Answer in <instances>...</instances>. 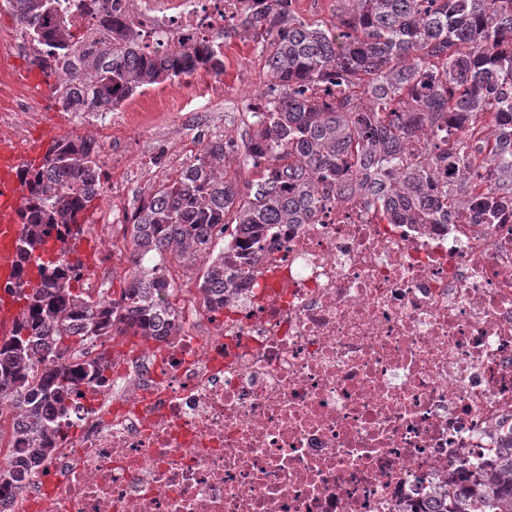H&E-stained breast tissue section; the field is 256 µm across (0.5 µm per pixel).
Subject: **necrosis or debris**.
<instances>
[{
    "label": "necrosis or debris",
    "instance_id": "obj_1",
    "mask_svg": "<svg viewBox=\"0 0 512 512\" xmlns=\"http://www.w3.org/2000/svg\"><path fill=\"white\" fill-rule=\"evenodd\" d=\"M185 45L245 0H111ZM224 304L115 353L0 512H418L512 446V223L390 224L361 200L261 242L224 228Z\"/></svg>",
    "mask_w": 512,
    "mask_h": 512
}]
</instances>
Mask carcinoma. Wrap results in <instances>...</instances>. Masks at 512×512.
Instances as JSON below:
<instances>
[{
  "instance_id": "1",
  "label": "carcinoma",
  "mask_w": 512,
  "mask_h": 512,
  "mask_svg": "<svg viewBox=\"0 0 512 512\" xmlns=\"http://www.w3.org/2000/svg\"><path fill=\"white\" fill-rule=\"evenodd\" d=\"M333 21L309 22L293 0H251L224 37L243 34L264 61L262 106H248L239 182L215 139L132 217L134 273L119 297L91 298L71 248L78 215L99 197L101 154L86 139L53 143L23 174L28 232L18 249L24 300L0 342V403L17 412L27 447L0 468V490L25 481L50 452V408L64 411L79 381L106 365L62 361L126 325L142 338L175 317L167 263L202 262L199 288L224 304V249L210 230L247 236L265 224H316L325 196H358L389 224L512 222V0H343ZM34 64L55 76L61 112H110L144 89L205 69L224 72L219 44L172 42L160 51L122 15L76 28L78 0H11ZM442 512H512V447L469 477H448Z\"/></svg>"
}]
</instances>
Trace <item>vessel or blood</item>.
<instances>
[{
    "label": "vessel or blood",
    "mask_w": 512,
    "mask_h": 512,
    "mask_svg": "<svg viewBox=\"0 0 512 512\" xmlns=\"http://www.w3.org/2000/svg\"><path fill=\"white\" fill-rule=\"evenodd\" d=\"M46 144L23 145L0 140V338L11 336L22 303L14 284L17 280V247L26 234L23 215L26 191L19 174L34 156L44 154Z\"/></svg>",
    "instance_id": "1"
}]
</instances>
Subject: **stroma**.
<instances>
[{"mask_svg": "<svg viewBox=\"0 0 512 512\" xmlns=\"http://www.w3.org/2000/svg\"><path fill=\"white\" fill-rule=\"evenodd\" d=\"M19 37L16 17L8 8H1L0 76L33 95V110L19 129L21 143L44 130L58 139L96 142L101 148L103 183L121 190L119 201L95 200L83 227L85 237L94 241L84 258L86 267L94 269L99 288L120 292L129 277L130 263L113 259L107 243L123 232L141 198L166 177L177 175L198 154L202 141L188 113H204L212 135L246 138L249 128L244 110L265 86L263 64L252 42L236 35L224 45L223 74L202 71L180 77L179 94H172L166 82L145 89L112 112H61L50 91L30 89L26 72L33 54L13 51Z\"/></svg>", "mask_w": 512, "mask_h": 512, "instance_id": "35a3bbf8", "label": "stroma"}]
</instances>
